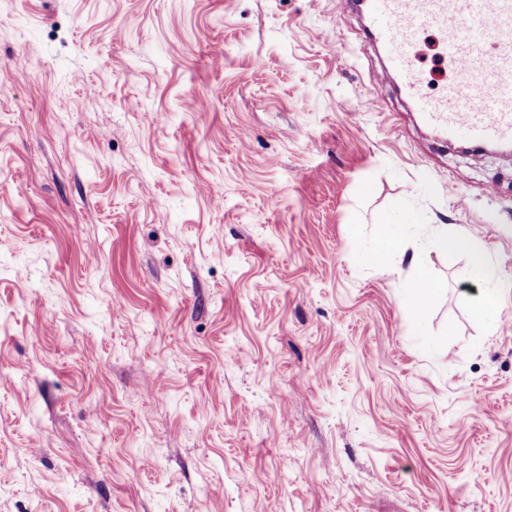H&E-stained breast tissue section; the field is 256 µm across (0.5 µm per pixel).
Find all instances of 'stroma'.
Returning a JSON list of instances; mask_svg holds the SVG:
<instances>
[{"instance_id":"stroma-1","label":"stroma","mask_w":512,"mask_h":512,"mask_svg":"<svg viewBox=\"0 0 512 512\" xmlns=\"http://www.w3.org/2000/svg\"><path fill=\"white\" fill-rule=\"evenodd\" d=\"M1 75L0 512H512V160L357 11L0 0ZM423 223V217L419 213L403 211L399 216L398 224H386L381 229L378 254L392 252L404 254L407 249V232L421 226ZM434 247L439 251L447 253L448 250L465 253L468 255L471 264L475 267L480 275H491L487 258L481 248L478 238L475 236H454L448 238V231H446L434 240ZM413 289V305L419 309L424 308L439 291V288L429 280L427 272L424 269L418 271L415 288Z\"/></svg>"}]
</instances>
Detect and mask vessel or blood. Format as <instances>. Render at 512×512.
Segmentation results:
<instances>
[{
  "label": "vessel or blood",
  "mask_w": 512,
  "mask_h": 512,
  "mask_svg": "<svg viewBox=\"0 0 512 512\" xmlns=\"http://www.w3.org/2000/svg\"><path fill=\"white\" fill-rule=\"evenodd\" d=\"M371 37L427 125L474 146L512 143V0H365ZM440 37L456 77L425 90L414 49L426 29Z\"/></svg>",
  "instance_id": "vessel-or-blood-1"
}]
</instances>
